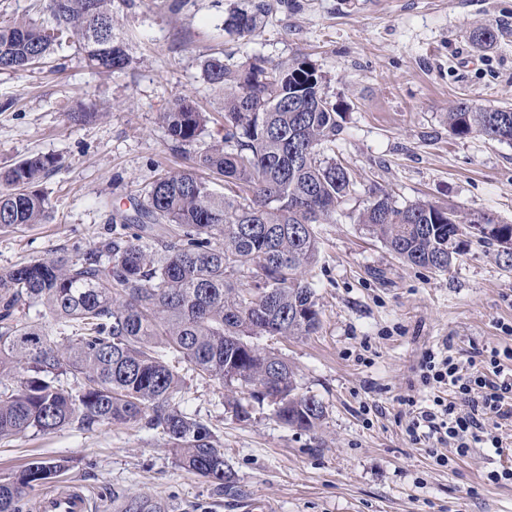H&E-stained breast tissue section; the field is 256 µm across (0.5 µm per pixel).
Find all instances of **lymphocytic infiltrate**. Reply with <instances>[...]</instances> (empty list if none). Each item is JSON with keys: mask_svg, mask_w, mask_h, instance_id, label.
I'll use <instances>...</instances> for the list:
<instances>
[{"mask_svg": "<svg viewBox=\"0 0 512 512\" xmlns=\"http://www.w3.org/2000/svg\"><path fill=\"white\" fill-rule=\"evenodd\" d=\"M505 358H512L511 349H476L464 363L448 346L426 352L421 381L439 394L428 407L406 400L410 442L430 441L461 456L473 448L502 449L497 431L512 426V372L502 367Z\"/></svg>", "mask_w": 512, "mask_h": 512, "instance_id": "lymphocytic-infiltrate-1", "label": "lymphocytic infiltrate"}]
</instances>
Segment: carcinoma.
Listing matches in <instances>:
<instances>
[{
	"instance_id": "1",
	"label": "carcinoma",
	"mask_w": 512,
	"mask_h": 512,
	"mask_svg": "<svg viewBox=\"0 0 512 512\" xmlns=\"http://www.w3.org/2000/svg\"><path fill=\"white\" fill-rule=\"evenodd\" d=\"M45 10L49 26L0 22V71L42 65L67 42L93 69H128V55L112 43V0H47ZM265 12V3L235 11L227 28L250 34ZM203 72L224 92V139L197 163L224 178V193L192 172H160L134 213L113 210L112 237L95 248L0 269V375L18 378L0 389V443L75 421L87 429L140 423L166 436L178 464L222 493L233 482L224 449L181 408L177 365L259 403L274 396V416L288 427L311 431L325 416L315 396L298 391L288 360L254 339L308 336L320 327L315 225L333 222L355 192L351 173L324 154L342 132L340 111L304 58L275 64L255 57L236 66L210 56ZM159 121L184 150L209 118L177 97ZM448 131L512 144V108L459 102L448 112ZM58 163L36 154L0 171V230L49 218L37 184ZM359 223L407 263L446 272L474 220L429 202L401 207L383 192ZM475 237L512 267V224H483ZM32 303L42 306V321L18 319ZM66 469L65 460H34L0 478V512H21L31 492ZM112 512L168 506L127 494Z\"/></svg>"
}]
</instances>
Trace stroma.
<instances>
[{
    "instance_id": "35a3bbf8",
    "label": "stroma",
    "mask_w": 512,
    "mask_h": 512,
    "mask_svg": "<svg viewBox=\"0 0 512 512\" xmlns=\"http://www.w3.org/2000/svg\"><path fill=\"white\" fill-rule=\"evenodd\" d=\"M172 2L112 0V40L131 60L125 72L93 70L67 46L38 68L0 71V167L35 153L62 159L41 184L49 219L0 232V269L93 248L112 234L109 204L131 208L157 172L195 171L223 191V178L198 168L196 147L172 150L160 112L189 97L210 117L201 139L209 144L224 130L223 94L202 71L207 56L308 59L343 111L344 131L325 153L357 187L335 223L315 228L320 328L259 344L287 357L325 417L312 432L277 422L268 405L237 420L223 405L224 384L184 364L185 406L220 439L231 490L217 493L180 468L163 436L139 424L17 437L0 444V477L64 459L59 481L92 498L140 494L174 512H512V483L488 478L512 468V427L501 430V454L447 447L443 467L406 438L402 405L433 396L420 381L426 350L448 343L464 359L475 347H512V271L474 240L449 271L416 267L357 222L381 188L401 206L429 201L512 224V144L455 137L447 121L461 101L512 106V0H268L244 37L225 22L248 0H187L175 12ZM479 28L497 31L493 47L471 39ZM92 100L104 113L73 121Z\"/></svg>"
}]
</instances>
